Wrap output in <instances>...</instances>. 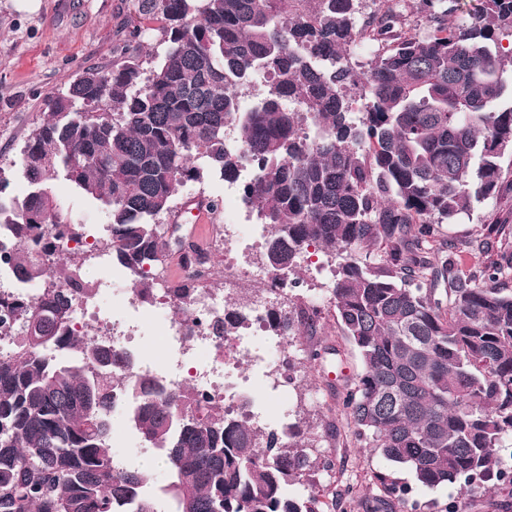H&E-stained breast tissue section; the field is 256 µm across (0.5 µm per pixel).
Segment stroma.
I'll return each mask as SVG.
<instances>
[{
    "label": "stroma",
    "mask_w": 512,
    "mask_h": 512,
    "mask_svg": "<svg viewBox=\"0 0 512 512\" xmlns=\"http://www.w3.org/2000/svg\"><path fill=\"white\" fill-rule=\"evenodd\" d=\"M132 0H0V197L20 199L28 186L19 171L22 147L43 117L48 95L64 91L79 69L111 68L120 53L121 28L133 17ZM495 195L473 203L469 214L441 225L439 235L455 244L464 272L497 257L500 243L484 252L472 240L490 224L512 225V155L500 160ZM317 346L334 348L324 366L304 369L293 394L292 417L311 433L314 467L307 484L332 512H363L360 503L379 496L376 473L388 463L357 441L342 408V392L362 370L353 345L334 313H326Z\"/></svg>",
    "instance_id": "stroma-1"
}]
</instances>
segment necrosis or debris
Instances as JSON below:
<instances>
[{
	"label": "necrosis or debris",
	"instance_id": "1",
	"mask_svg": "<svg viewBox=\"0 0 512 512\" xmlns=\"http://www.w3.org/2000/svg\"><path fill=\"white\" fill-rule=\"evenodd\" d=\"M103 225L85 233V251L100 275L92 284L93 297L75 299L70 312V327L77 334L103 338L129 354L138 369L173 386H188L212 405L231 416L246 420L257 432L283 428L290 415L288 402L295 375L287 335L265 340L259 332L266 329L270 307L288 308V290L275 280L264 266L250 262L252 253L264 246L267 230L253 224L246 213L212 225L206 246L221 250L224 262L209 268L207 277L221 280L218 288L199 294L186 315L175 313L174 303L165 288L154 296L158 323H151L140 299L118 290L117 282L131 280L128 270L117 269L105 245ZM15 246L0 238V298L11 302L40 299L44 284L25 283L12 273ZM258 282L260 289L249 298L236 296L242 281ZM232 307L246 313V330L232 336H220L216 324ZM161 337V351L153 354L145 347L150 332Z\"/></svg>",
	"mask_w": 512,
	"mask_h": 512
}]
</instances>
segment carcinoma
<instances>
[{"label": "carcinoma", "instance_id": "carcinoma-1", "mask_svg": "<svg viewBox=\"0 0 512 512\" xmlns=\"http://www.w3.org/2000/svg\"><path fill=\"white\" fill-rule=\"evenodd\" d=\"M134 2L163 50L143 52L135 24L120 62L86 67L46 98L21 150L30 191L0 201L17 275L44 278L57 242L82 238L61 220L52 186L63 178L105 210L112 259L149 299L150 274L173 251L210 261L156 217L207 173L236 178L245 153L257 174L243 199L267 225L266 269L279 278L312 246L339 259L330 301L362 362L342 405L364 447L393 466L379 485L401 502L411 486L398 471L428 490L454 486L462 500L484 486L512 448V289L500 287L512 246L505 225H488L503 251L465 274L454 246L430 243L496 193L512 151V47L497 35L512 37V0H482L465 24L452 22L460 0H422L423 38L396 28L403 0L365 19L360 0ZM362 25L375 44L358 73L347 46ZM258 72L272 82L244 110L237 89ZM350 85L365 100L357 117ZM229 127L240 154L224 149ZM53 269L65 287L16 302L25 338L0 358V512H322L316 495L290 490L312 470L300 423L263 439L190 388L136 373L101 339L70 331L67 296L88 289L76 258ZM202 278L194 269L167 286L179 312ZM246 323L227 310L220 335ZM285 325L307 322L269 311V330ZM119 369L128 423L169 474L165 511L146 494L151 470L114 464Z\"/></svg>", "mask_w": 512, "mask_h": 512}]
</instances>
